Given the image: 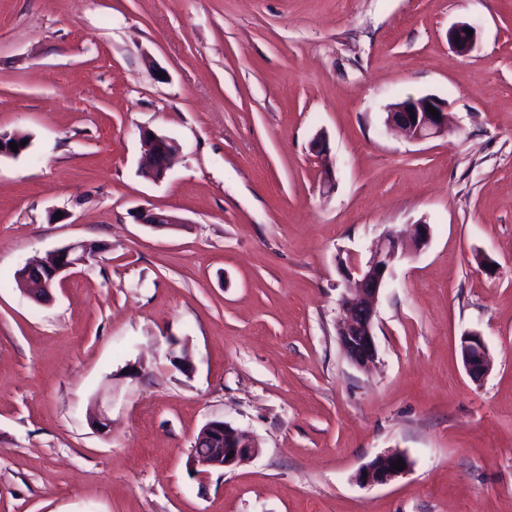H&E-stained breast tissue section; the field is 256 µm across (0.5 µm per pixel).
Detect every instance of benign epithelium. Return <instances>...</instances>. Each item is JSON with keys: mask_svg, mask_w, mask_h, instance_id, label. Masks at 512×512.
I'll list each match as a JSON object with an SVG mask.
<instances>
[{"mask_svg": "<svg viewBox=\"0 0 512 512\" xmlns=\"http://www.w3.org/2000/svg\"><path fill=\"white\" fill-rule=\"evenodd\" d=\"M474 29L467 22L455 24L448 31V41L460 55H467L474 47L476 37L468 36L466 30ZM439 111L434 117L427 106ZM386 124L413 141H425L442 135L448 130V112L445 102L430 96L413 98L391 105L387 110ZM19 142L18 136L0 131V156L17 157L27 150L10 149V142ZM145 154V177L159 181L163 179L176 151V144L169 138L145 131L141 135ZM139 223L152 227L177 228L182 221L164 212L144 211L139 214ZM430 238V225H414L411 238L413 251L423 249ZM404 236L394 229L383 233L366 261L354 259L345 264L346 287L340 297L342 318L336 327L340 347L349 361L358 368L372 364L377 357L374 335L376 304L379 293L393 274L395 263L405 256ZM99 247L88 242H75L57 249L44 261L29 262L18 274L22 291L32 301L48 300L51 289L62 283L77 269L87 266L96 257ZM460 353L466 372L473 382L480 383L488 374L490 361L488 349L477 331L468 332L460 338ZM259 446L250 433L224 420L207 422L197 435L191 465L204 474L211 470L234 469L252 459ZM404 460V469L393 468V462ZM411 468L409 458L400 452L391 451L377 455L361 466L354 480L364 487L388 485L406 475Z\"/></svg>", "mask_w": 512, "mask_h": 512, "instance_id": "benign-epithelium-1", "label": "benign epithelium"}]
</instances>
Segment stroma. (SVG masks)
<instances>
[{"instance_id":"stroma-1","label":"stroma","mask_w":512,"mask_h":512,"mask_svg":"<svg viewBox=\"0 0 512 512\" xmlns=\"http://www.w3.org/2000/svg\"><path fill=\"white\" fill-rule=\"evenodd\" d=\"M423 96L447 132L386 126ZM146 129L178 147L158 182ZM0 131L31 136L0 157V512H512V0H0ZM417 222L356 369L340 263ZM81 241L97 257L50 300L13 284ZM216 419L260 451L194 474ZM390 449L410 471L359 486ZM466 29L473 31L472 37L466 33ZM477 37V30L467 22L455 24L448 31V41L452 48L460 55H468L474 47ZM428 105L439 111V118L428 113ZM409 107H413V111H409ZM411 113H414V120H411ZM385 122L413 141H425L448 130L447 105L430 96L409 97L388 108ZM460 353L466 372L473 382L480 383L490 369L488 349L482 335L477 331L462 335Z\"/></svg>"}]
</instances>
